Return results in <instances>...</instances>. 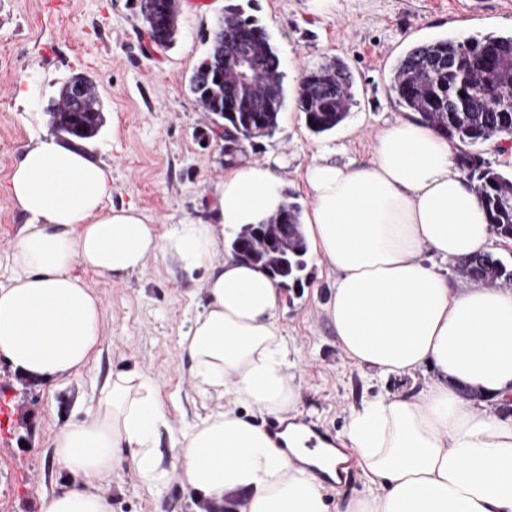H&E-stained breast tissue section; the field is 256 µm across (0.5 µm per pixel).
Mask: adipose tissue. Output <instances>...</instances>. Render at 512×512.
Wrapping results in <instances>:
<instances>
[{"instance_id": "obj_1", "label": "adipose tissue", "mask_w": 512, "mask_h": 512, "mask_svg": "<svg viewBox=\"0 0 512 512\" xmlns=\"http://www.w3.org/2000/svg\"><path fill=\"white\" fill-rule=\"evenodd\" d=\"M333 155L320 146L305 174L301 222L336 274L324 307L336 344L379 379L430 376L415 395H379L351 412L342 436L366 492L329 507L314 469L320 448L294 435L279 445L258 422L300 404L278 319L284 292L224 243L278 209L285 157L226 165L217 223L160 232L134 207L106 208L111 172L77 146H25L8 185L28 222L0 286V356L42 381L77 375L104 329L102 300L74 266L120 280L170 260L205 273L206 303L179 348L199 389L225 401L176 450L196 512H512V417L495 409L512 395V289L462 290L441 270L488 250L494 232L480 200L427 124L386 128L363 167ZM461 384L480 400L463 401ZM168 425L157 378L112 373L91 418L54 430V459L76 483L42 497L40 512H112L100 484L124 462L143 486L164 484L158 435Z\"/></svg>"}]
</instances>
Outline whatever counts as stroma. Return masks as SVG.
Returning <instances> with one entry per match:
<instances>
[{
    "mask_svg": "<svg viewBox=\"0 0 512 512\" xmlns=\"http://www.w3.org/2000/svg\"><path fill=\"white\" fill-rule=\"evenodd\" d=\"M0 0V284L11 276L10 250L27 217L5 191L19 149L51 136L47 109L62 83L91 77L102 100L103 127L85 148L112 175L109 206L136 207L157 229L183 219L212 221L215 186L224 177V141L206 134V119L188 87L225 0H179L178 33L152 44L134 0ZM255 14L276 46L288 87L298 73L333 59L348 66L355 104L335 130L313 134L287 96L274 137L246 158L283 154V187L307 203L304 175L315 147H336L338 163L367 164L376 136L406 119L387 92L391 70L412 45L450 35H512V0H255ZM102 297L105 336L76 376L42 382L0 359V512H39V494L59 493L74 479L54 461L52 434L64 419L93 414L112 370L138 367L160 383L174 426L205 417L217 398L200 392L177 341L205 301L202 277L171 261H149L122 282L74 267ZM335 276L309 259L303 285L285 290L279 323L288 339L302 402L297 417L340 435L350 412L386 390L411 395V377L380 384L336 345L322 310ZM161 433L165 485L142 486L128 465L104 484L112 512H195L179 463Z\"/></svg>",
    "mask_w": 512,
    "mask_h": 512,
    "instance_id": "1",
    "label": "stroma"
}]
</instances>
